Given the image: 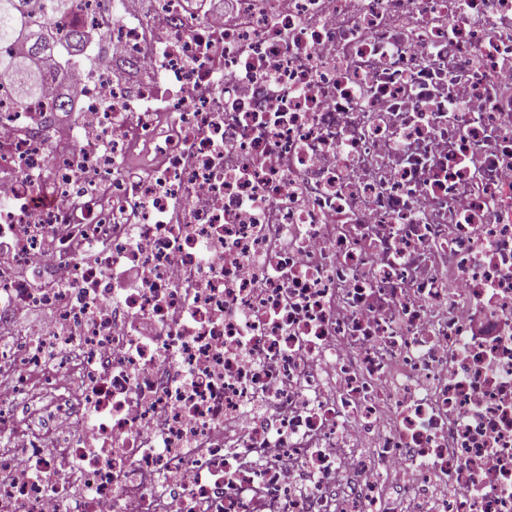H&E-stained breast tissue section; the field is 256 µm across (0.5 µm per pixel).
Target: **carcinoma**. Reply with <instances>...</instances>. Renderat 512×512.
<instances>
[{
  "label": "carcinoma",
  "mask_w": 512,
  "mask_h": 512,
  "mask_svg": "<svg viewBox=\"0 0 512 512\" xmlns=\"http://www.w3.org/2000/svg\"><path fill=\"white\" fill-rule=\"evenodd\" d=\"M74 0H0V43H23L24 56L0 55V68L13 75L12 96L19 103L40 96L49 79L63 73L84 54L87 32L70 30L65 40L44 37V17L67 14Z\"/></svg>",
  "instance_id": "cac0c4a2"
}]
</instances>
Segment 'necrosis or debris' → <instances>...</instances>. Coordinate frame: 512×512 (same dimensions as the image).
Returning a JSON list of instances; mask_svg holds the SVG:
<instances>
[{"mask_svg": "<svg viewBox=\"0 0 512 512\" xmlns=\"http://www.w3.org/2000/svg\"><path fill=\"white\" fill-rule=\"evenodd\" d=\"M49 22L95 40L73 111L0 72V512H512V0Z\"/></svg>", "mask_w": 512, "mask_h": 512, "instance_id": "obj_1", "label": "necrosis or debris"}]
</instances>
